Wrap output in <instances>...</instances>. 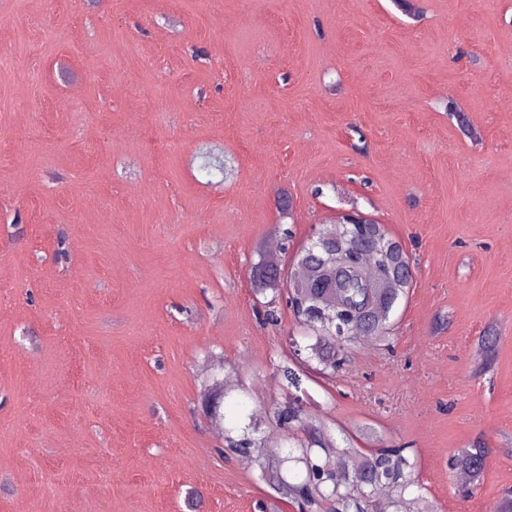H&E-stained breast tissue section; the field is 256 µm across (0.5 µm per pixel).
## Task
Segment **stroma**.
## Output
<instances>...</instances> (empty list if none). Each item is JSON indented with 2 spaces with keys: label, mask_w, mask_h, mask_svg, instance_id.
<instances>
[{
  "label": "stroma",
  "mask_w": 512,
  "mask_h": 512,
  "mask_svg": "<svg viewBox=\"0 0 512 512\" xmlns=\"http://www.w3.org/2000/svg\"><path fill=\"white\" fill-rule=\"evenodd\" d=\"M0 0V512H256L219 456L287 391L258 253L358 205L415 268L391 343L306 381L415 450L427 512L512 489V0ZM454 101L460 115L446 112ZM217 146L231 177L193 157ZM291 217L274 205L280 190ZM496 336L480 375L482 336ZM247 389L225 425L203 375ZM490 447L474 495L449 457Z\"/></svg>",
  "instance_id": "35a3bbf8"
}]
</instances>
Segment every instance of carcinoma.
I'll use <instances>...</instances> for the list:
<instances>
[{
    "label": "carcinoma",
    "instance_id": "1",
    "mask_svg": "<svg viewBox=\"0 0 512 512\" xmlns=\"http://www.w3.org/2000/svg\"><path fill=\"white\" fill-rule=\"evenodd\" d=\"M198 169L208 175L214 171L226 175L231 165L222 152L210 149L201 153ZM354 233L360 238L390 239L386 227L371 219L357 224ZM336 248V244H328L316 259L305 250L299 251L306 269L316 273V279L328 285L326 289L287 287L272 272L277 262L268 257L251 266L253 290L266 299L264 322L278 325L277 304L282 300L305 329L308 343L303 346L290 339L293 360L277 366L284 387L295 390L296 395L270 410L249 409L242 404L235 426L225 430L224 442L232 453L253 458L257 480L270 484L280 499L293 505L297 512H414L420 497H405L406 491L415 485L413 464L407 457L409 448L383 445L363 450L349 434L343 435L342 448L301 397L305 392V363L315 361L324 376L342 370L349 361L351 347L360 337V326L353 320L362 317L370 307L380 326L374 338L386 340L390 314L411 287V283L405 282L384 290L368 281L349 249L337 262L322 263L327 252ZM330 294L340 296V314L334 325L323 316ZM496 341L495 336L482 337L485 357L477 372H489ZM272 442L287 449V453L275 459L265 457L263 449ZM488 453L485 444L476 440L452 457V468L471 477L469 487L462 490L463 497L471 496L479 485Z\"/></svg>",
    "mask_w": 512,
    "mask_h": 512
}]
</instances>
